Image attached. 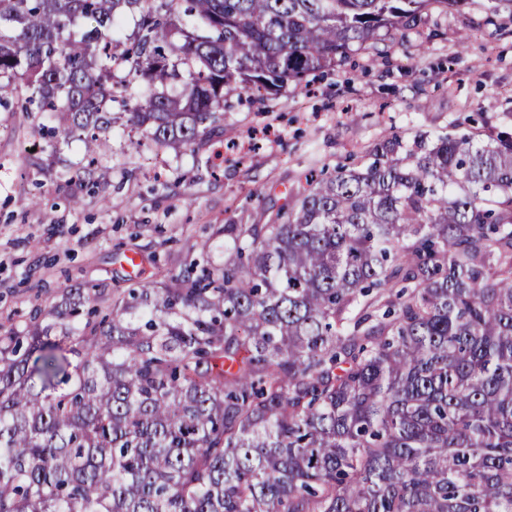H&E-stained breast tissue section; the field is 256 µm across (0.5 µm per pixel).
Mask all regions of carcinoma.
<instances>
[{
    "mask_svg": "<svg viewBox=\"0 0 512 512\" xmlns=\"http://www.w3.org/2000/svg\"><path fill=\"white\" fill-rule=\"evenodd\" d=\"M467 3L0 0V106L27 93L101 182L117 100L133 145L191 148L225 93ZM216 236L222 264L0 332V512H512V133L380 139Z\"/></svg>",
    "mask_w": 512,
    "mask_h": 512,
    "instance_id": "cac0c4a2",
    "label": "carcinoma"
}]
</instances>
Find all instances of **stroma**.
Wrapping results in <instances>:
<instances>
[{
	"label": "stroma",
	"instance_id": "stroma-1",
	"mask_svg": "<svg viewBox=\"0 0 512 512\" xmlns=\"http://www.w3.org/2000/svg\"><path fill=\"white\" fill-rule=\"evenodd\" d=\"M353 59L260 108L230 92L232 152L213 141L138 148L114 125L98 186L80 176L82 140L47 152L41 113L23 112L17 97L0 107V327L23 326L67 285H120L128 252L142 262L141 280L163 282L209 225L267 223L309 172L351 164L378 139L512 128V13L491 20L478 2L433 9L386 54Z\"/></svg>",
	"mask_w": 512,
	"mask_h": 512
}]
</instances>
